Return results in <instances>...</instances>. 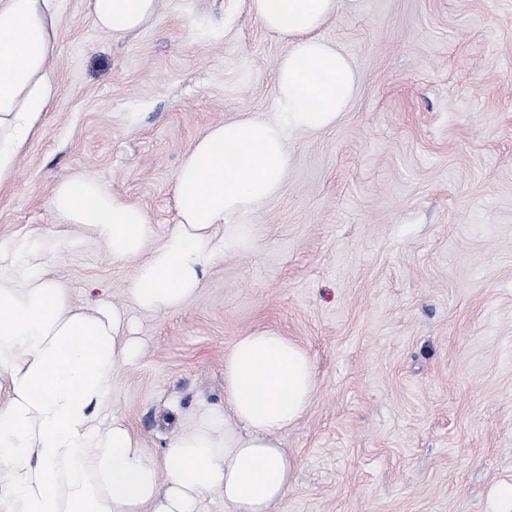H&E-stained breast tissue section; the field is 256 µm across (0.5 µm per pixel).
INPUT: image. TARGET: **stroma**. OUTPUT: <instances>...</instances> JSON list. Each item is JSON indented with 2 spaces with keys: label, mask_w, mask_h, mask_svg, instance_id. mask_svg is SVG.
Here are the masks:
<instances>
[{
  "label": "stroma",
  "mask_w": 512,
  "mask_h": 512,
  "mask_svg": "<svg viewBox=\"0 0 512 512\" xmlns=\"http://www.w3.org/2000/svg\"><path fill=\"white\" fill-rule=\"evenodd\" d=\"M59 86L0 194V235L66 232L52 187L84 174L177 222L174 177L211 124L275 108L285 44L246 0H161L121 40L57 0ZM360 76L335 126L299 136L256 248L182 308L132 310L140 360L113 398L160 453L251 331L311 356L316 389L283 444L299 469L274 512H495L512 483V0H362L321 31ZM89 243L56 270L74 304L122 305L133 275Z\"/></svg>",
  "instance_id": "stroma-1"
}]
</instances>
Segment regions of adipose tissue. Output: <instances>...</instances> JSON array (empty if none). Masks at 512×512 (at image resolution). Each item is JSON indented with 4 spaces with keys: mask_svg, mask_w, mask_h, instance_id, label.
I'll return each mask as SVG.
<instances>
[{
    "mask_svg": "<svg viewBox=\"0 0 512 512\" xmlns=\"http://www.w3.org/2000/svg\"><path fill=\"white\" fill-rule=\"evenodd\" d=\"M361 0H249L254 19L287 46L275 64L276 112L209 126L174 179L177 222L152 242L144 207L75 175L56 184L60 223L86 230L118 262H135L130 305L168 313L203 286L206 270L255 249L249 219L275 197L302 134L333 126L359 75L319 30L340 4ZM159 0H90L115 38L139 30ZM59 38L55 0H0V189L40 132L58 92L50 62ZM60 249L29 233L0 237V512H201L221 493L231 512H272L298 460L282 437L307 411L313 362L287 337L251 332L224 356V403H200L160 456L113 402L118 372L142 344L125 308L74 305L53 275Z\"/></svg>",
    "mask_w": 512,
    "mask_h": 512,
    "instance_id": "obj_1",
    "label": "adipose tissue"
}]
</instances>
